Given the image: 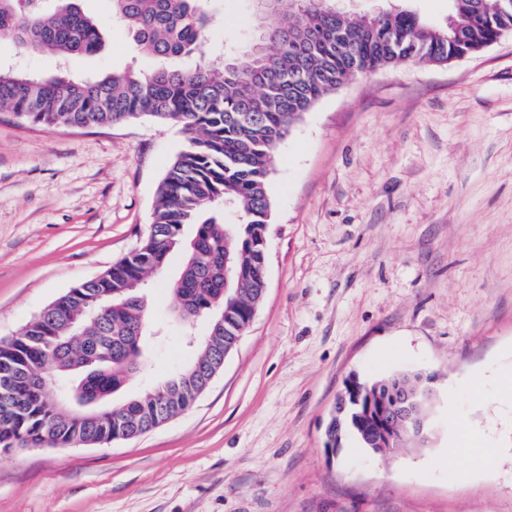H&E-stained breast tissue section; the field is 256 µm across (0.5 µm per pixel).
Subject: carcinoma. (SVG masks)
Returning a JSON list of instances; mask_svg holds the SVG:
<instances>
[{
    "instance_id": "1",
    "label": "carcinoma",
    "mask_w": 512,
    "mask_h": 512,
    "mask_svg": "<svg viewBox=\"0 0 512 512\" xmlns=\"http://www.w3.org/2000/svg\"><path fill=\"white\" fill-rule=\"evenodd\" d=\"M0 0V47L57 59L90 55L104 43L95 18L80 0ZM209 0H111L112 17L158 62L149 70L75 78L0 70V112L47 127H101L149 116L176 124L185 148L159 182L153 221L141 244L101 273L70 288L23 326L0 339V449L18 445L69 448L107 444L158 427L194 401L202 376L197 364L249 326L263 299L259 248L266 237L270 162L305 113L359 70L404 61L444 65L479 53L512 30L506 0H451L458 26L434 28L408 10L383 16L336 14L334 0H276L273 37L252 41L221 58L188 68L212 32ZM234 205L240 222L224 223ZM186 224L196 230L183 241ZM181 247L183 269L171 291L182 322L210 319L207 336L187 343L192 356L161 384L114 400L126 380L146 366L150 329L141 292ZM49 371L71 405L59 409L30 378ZM404 374L360 382L383 393ZM350 432L371 444L366 421L346 403L342 423L332 417L327 446Z\"/></svg>"
}]
</instances>
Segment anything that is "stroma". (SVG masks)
I'll return each instance as SVG.
<instances>
[{
  "label": "stroma",
  "instance_id": "obj_1",
  "mask_svg": "<svg viewBox=\"0 0 512 512\" xmlns=\"http://www.w3.org/2000/svg\"><path fill=\"white\" fill-rule=\"evenodd\" d=\"M381 6L434 27L450 14L449 0L347 4ZM82 7L104 45L70 75L155 66L110 0ZM211 7L199 60L257 34L251 0ZM184 146L147 116L53 128L0 112V338L140 244ZM268 191L267 292L209 388L131 440L0 452V512H512V33L352 78L279 143ZM183 258L152 279L149 367L120 398L188 357L168 289ZM398 372L432 379L429 445L375 454L347 433L327 449L347 385Z\"/></svg>",
  "mask_w": 512,
  "mask_h": 512
}]
</instances>
